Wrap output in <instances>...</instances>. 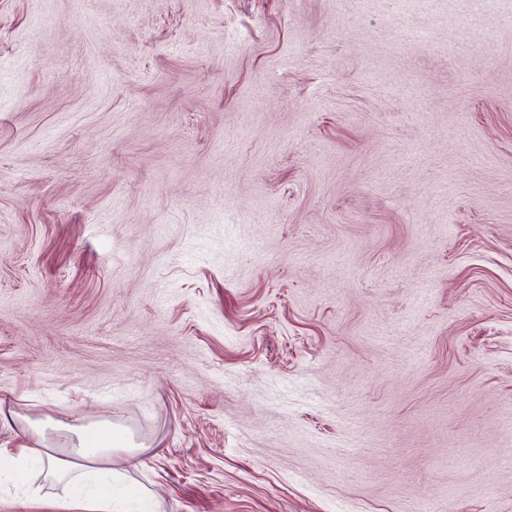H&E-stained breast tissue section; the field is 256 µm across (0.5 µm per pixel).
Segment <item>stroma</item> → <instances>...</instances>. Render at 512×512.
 I'll return each instance as SVG.
<instances>
[{
	"mask_svg": "<svg viewBox=\"0 0 512 512\" xmlns=\"http://www.w3.org/2000/svg\"><path fill=\"white\" fill-rule=\"evenodd\" d=\"M47 418L133 512H512V0H0V448ZM28 429L41 443L49 432L66 433L63 451L70 456L69 461L61 462L53 454L45 451L48 458L43 470L44 479L65 487L76 488L85 480L99 486V491L91 500V512H127L120 501L112 498V477L109 467L112 454L116 451L130 453L138 445L125 429L112 423L89 422L68 424L52 420L29 422Z\"/></svg>",
	"mask_w": 512,
	"mask_h": 512,
	"instance_id": "stroma-1",
	"label": "stroma"
}]
</instances>
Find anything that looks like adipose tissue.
<instances>
[{"label":"adipose tissue","instance_id":"1","mask_svg":"<svg viewBox=\"0 0 512 512\" xmlns=\"http://www.w3.org/2000/svg\"><path fill=\"white\" fill-rule=\"evenodd\" d=\"M28 428L38 441H45L48 433L62 432L66 435L67 461L48 459L43 471L45 480L69 488L91 481L99 491L90 503V512H126L122 502L112 497L113 472L110 467L114 452H132L136 443L125 429L89 422L68 424L52 420L34 421Z\"/></svg>","mask_w":512,"mask_h":512}]
</instances>
